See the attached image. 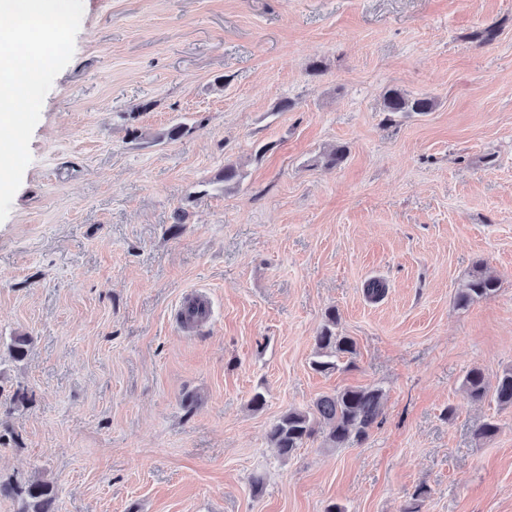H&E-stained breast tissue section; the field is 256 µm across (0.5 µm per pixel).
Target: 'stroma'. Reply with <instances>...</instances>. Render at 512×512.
<instances>
[{"label":"stroma","mask_w":512,"mask_h":512,"mask_svg":"<svg viewBox=\"0 0 512 512\" xmlns=\"http://www.w3.org/2000/svg\"><path fill=\"white\" fill-rule=\"evenodd\" d=\"M83 7L0 222V478L55 512H512V408L462 389L512 367V0ZM476 270L500 288L458 308ZM331 307L357 353L319 373ZM345 386L384 392L368 438L281 459L270 425ZM435 101L427 95H409L398 89H389L383 95L385 112H430ZM463 387L468 397L473 400H483L489 395L483 372L477 368L467 372L463 380ZM0 494L22 499L27 506L22 512H54L53 487L43 481H7L0 483Z\"/></svg>","instance_id":"35a3bbf8"}]
</instances>
